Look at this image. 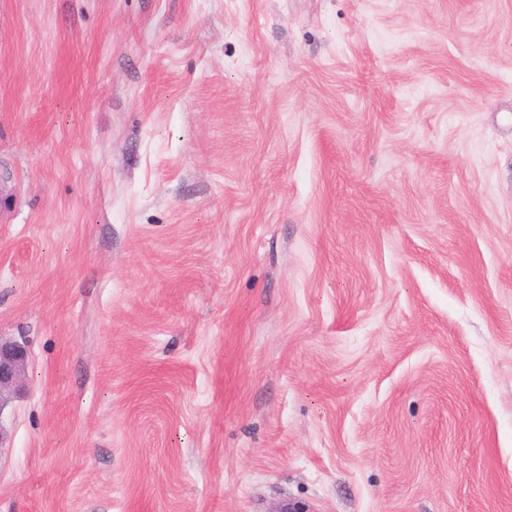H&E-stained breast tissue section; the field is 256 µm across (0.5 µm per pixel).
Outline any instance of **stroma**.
Listing matches in <instances>:
<instances>
[{
    "label": "stroma",
    "mask_w": 512,
    "mask_h": 512,
    "mask_svg": "<svg viewBox=\"0 0 512 512\" xmlns=\"http://www.w3.org/2000/svg\"><path fill=\"white\" fill-rule=\"evenodd\" d=\"M0 512H512V0H0ZM27 350L23 342L0 337V411L23 385Z\"/></svg>",
    "instance_id": "1"
}]
</instances>
